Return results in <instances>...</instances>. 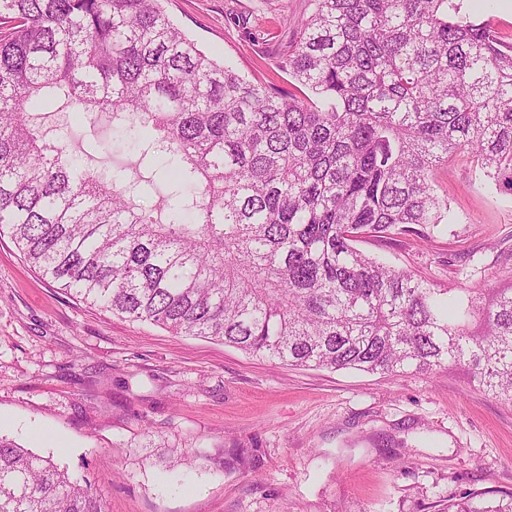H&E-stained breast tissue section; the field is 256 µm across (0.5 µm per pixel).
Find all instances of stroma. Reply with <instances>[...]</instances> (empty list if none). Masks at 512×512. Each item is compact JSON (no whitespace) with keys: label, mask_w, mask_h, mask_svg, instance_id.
Wrapping results in <instances>:
<instances>
[{"label":"stroma","mask_w":512,"mask_h":512,"mask_svg":"<svg viewBox=\"0 0 512 512\" xmlns=\"http://www.w3.org/2000/svg\"><path fill=\"white\" fill-rule=\"evenodd\" d=\"M209 57L289 89L279 68L312 0H162ZM512 43V0H464ZM103 168L136 132L61 112ZM446 223L360 250L449 298L512 286V194L467 155L433 184ZM0 433L86 477L108 512H444L512 493V404L460 366L385 377L294 368L131 322L44 280L0 238Z\"/></svg>","instance_id":"35a3bbf8"}]
</instances>
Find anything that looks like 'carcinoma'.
<instances>
[{
  "label": "carcinoma",
  "mask_w": 512,
  "mask_h": 512,
  "mask_svg": "<svg viewBox=\"0 0 512 512\" xmlns=\"http://www.w3.org/2000/svg\"><path fill=\"white\" fill-rule=\"evenodd\" d=\"M281 68L207 56L161 0H0V235L114 315L299 367L399 376L466 367L512 402V288L439 290L357 248L443 223L456 154L512 192V44L460 0H313ZM147 137L154 178L93 172L42 111ZM0 512H106L86 479L0 435ZM448 512H512V496Z\"/></svg>",
  "instance_id": "obj_1"
}]
</instances>
